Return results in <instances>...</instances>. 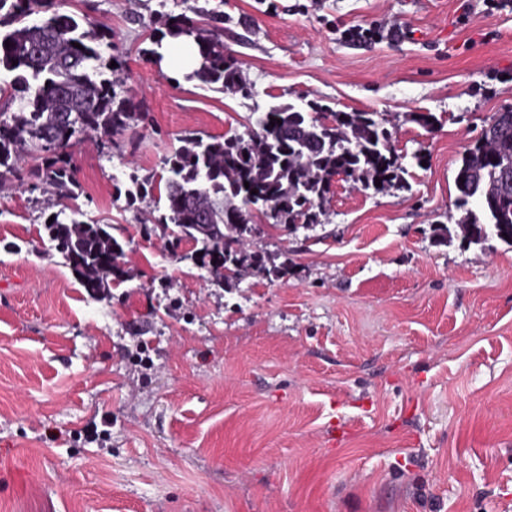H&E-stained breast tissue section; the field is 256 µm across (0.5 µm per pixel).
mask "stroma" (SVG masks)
<instances>
[{
  "label": "stroma",
  "mask_w": 512,
  "mask_h": 512,
  "mask_svg": "<svg viewBox=\"0 0 512 512\" xmlns=\"http://www.w3.org/2000/svg\"><path fill=\"white\" fill-rule=\"evenodd\" d=\"M224 13L249 97L175 76L159 15ZM112 34L142 117L75 151L72 205L125 244L88 295L44 229L54 196L0 184V512H512V246L457 235L455 175L512 109V8L486 0H61ZM404 37L351 45L348 26ZM375 112L407 186L338 183L319 222L259 244L287 278L212 285L171 249L159 190L187 131L278 104ZM433 115L430 128L416 114ZM423 163H416V156ZM448 229L438 243L437 226Z\"/></svg>",
  "instance_id": "obj_1"
}]
</instances>
